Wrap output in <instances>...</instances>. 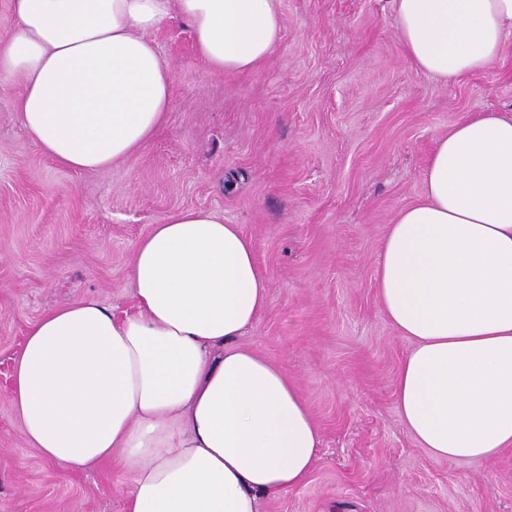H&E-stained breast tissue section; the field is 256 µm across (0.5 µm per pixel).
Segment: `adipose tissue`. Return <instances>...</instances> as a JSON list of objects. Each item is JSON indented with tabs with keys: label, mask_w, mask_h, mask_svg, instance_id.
<instances>
[{
	"label": "adipose tissue",
	"mask_w": 512,
	"mask_h": 512,
	"mask_svg": "<svg viewBox=\"0 0 512 512\" xmlns=\"http://www.w3.org/2000/svg\"><path fill=\"white\" fill-rule=\"evenodd\" d=\"M405 56L448 82L487 69L512 0H392ZM185 20L214 74L258 68L282 38L281 0H10L0 82L32 141L76 171L147 144L174 78L149 31ZM134 311L89 297L47 311L15 361L25 441L67 471L132 473L124 512H261L300 485L320 444L287 375L242 345L267 282L239 225L177 210L140 238ZM376 291L413 348L395 377L401 419L436 459L512 446V115L481 112L438 138L422 199L390 224Z\"/></svg>",
	"instance_id": "adipose-tissue-1"
}]
</instances>
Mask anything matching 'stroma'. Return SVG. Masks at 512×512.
<instances>
[{
  "label": "stroma",
  "mask_w": 512,
  "mask_h": 512,
  "mask_svg": "<svg viewBox=\"0 0 512 512\" xmlns=\"http://www.w3.org/2000/svg\"><path fill=\"white\" fill-rule=\"evenodd\" d=\"M256 70L213 75L186 21L150 32L174 78L154 138L106 172L45 155L0 85V512H123L133 475L67 473L29 447L9 380L46 310L94 297L134 308L135 243L170 213L215 211L251 238L267 306L243 339L278 366L320 432L309 477L263 512H512V447L434 459L400 419L411 342L375 277L397 214L424 193L436 140L479 112L512 113V38L488 69L444 83L406 59L390 0H282Z\"/></svg>",
  "instance_id": "1"
}]
</instances>
